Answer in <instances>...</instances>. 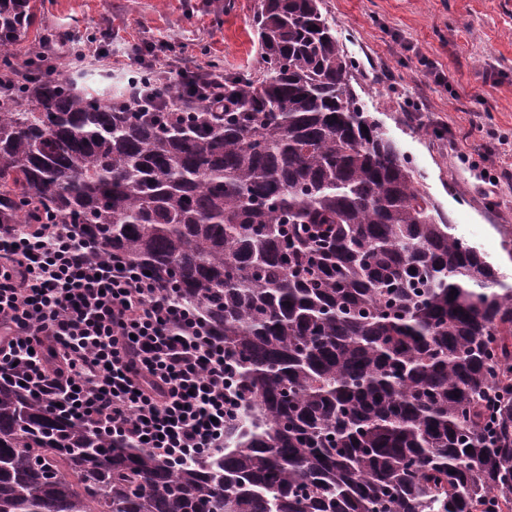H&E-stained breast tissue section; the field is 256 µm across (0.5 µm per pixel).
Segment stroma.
Masks as SVG:
<instances>
[{
	"label": "stroma",
	"mask_w": 512,
	"mask_h": 512,
	"mask_svg": "<svg viewBox=\"0 0 512 512\" xmlns=\"http://www.w3.org/2000/svg\"><path fill=\"white\" fill-rule=\"evenodd\" d=\"M256 0H40L45 30L67 41L111 27L114 48L86 60L92 76L108 72L112 93L135 71L133 45L175 44L184 62L217 61L250 69L259 54L252 26ZM357 63L354 87L387 137L416 168L423 189L449 216L456 236L484 254L512 285V180L496 206L459 154H477L488 129L512 135V0H321ZM435 64L448 76L436 84ZM416 102L409 112L408 102ZM451 128L441 141L434 130Z\"/></svg>",
	"instance_id": "1"
}]
</instances>
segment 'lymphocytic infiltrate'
I'll return each instance as SVG.
<instances>
[{"label": "lymphocytic infiltrate", "instance_id": "f902f5d3", "mask_svg": "<svg viewBox=\"0 0 512 512\" xmlns=\"http://www.w3.org/2000/svg\"><path fill=\"white\" fill-rule=\"evenodd\" d=\"M136 59L224 101L223 75L169 43ZM227 381L223 340L123 256L97 257L69 225H0L1 384L178 465L223 448L240 405Z\"/></svg>", "mask_w": 512, "mask_h": 512}]
</instances>
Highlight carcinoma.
<instances>
[{"label": "carcinoma", "instance_id": "cac0c4a2", "mask_svg": "<svg viewBox=\"0 0 512 512\" xmlns=\"http://www.w3.org/2000/svg\"><path fill=\"white\" fill-rule=\"evenodd\" d=\"M39 22L0 0V224H72L151 272L244 401L174 467L3 385L0 512H512V286L360 104L320 0H258L224 115L197 93L174 121L75 66L16 79Z\"/></svg>", "mask_w": 512, "mask_h": 512}]
</instances>
